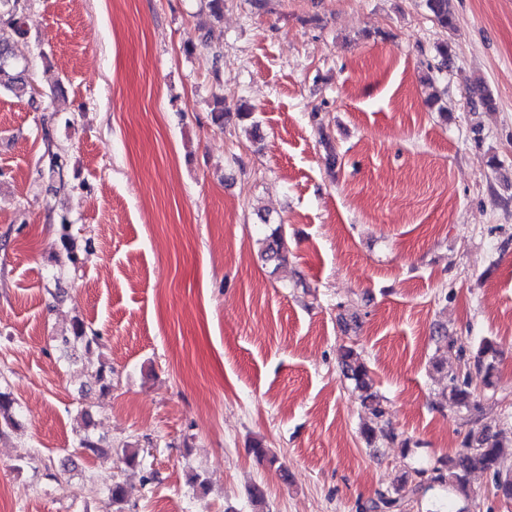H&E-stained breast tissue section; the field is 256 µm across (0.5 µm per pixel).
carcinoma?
Instances as JSON below:
<instances>
[{"mask_svg":"<svg viewBox=\"0 0 512 512\" xmlns=\"http://www.w3.org/2000/svg\"><path fill=\"white\" fill-rule=\"evenodd\" d=\"M452 2L425 0L426 8L436 23L447 31L456 29ZM25 9L24 0H0V92L31 98L34 88L26 77V67L13 53L14 40L27 34L23 17ZM469 100L475 109L491 110L495 103L492 92L482 83L470 85ZM261 243L265 260L278 263L286 260L284 226H278L261 239ZM61 244L65 260L59 262V274L66 264L77 262L72 237L63 235ZM97 339V333L78 320L73 324L71 334L61 337L60 343L66 349H73L79 344L88 346ZM497 355L495 342L483 337L478 341L475 352L464 360L465 371H451L445 375L442 408L458 414L461 426L465 427L461 448L456 455L439 459L431 467L407 469L389 487L377 492L376 498L365 506L366 512H406L411 503L421 501L438 488L448 492V499L435 505L429 512H469L465 506L457 507V501L473 502L477 499L478 492L470 483V474L477 468L489 474L495 497L512 502V451H507L503 432H493L479 425L480 404L474 400L472 375H477L485 388H492ZM341 364L344 376L351 381L354 391L359 393L363 407L369 414V421L361 429L367 445L372 446L379 441L388 444L398 441L399 435L392 425L386 401L373 391L369 367L355 345L349 344L343 348ZM18 408V403L10 394L0 391V428L18 425ZM81 417L84 427L78 439L79 447L95 456L104 455L100 440L90 430L93 425L91 415L84 411ZM401 447H408V440H402Z\"/></svg>","mask_w":512,"mask_h":512,"instance_id":"1","label":"carcinoma"}]
</instances>
